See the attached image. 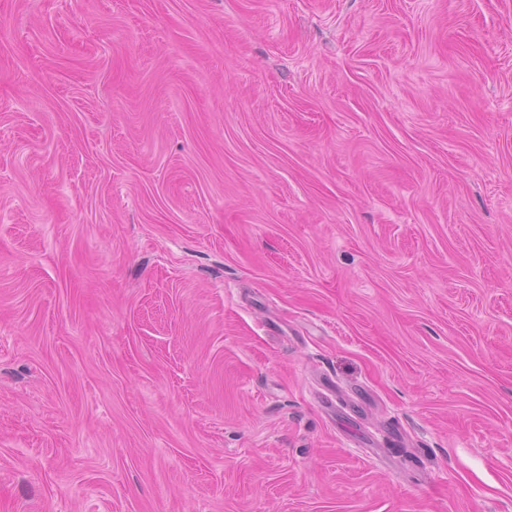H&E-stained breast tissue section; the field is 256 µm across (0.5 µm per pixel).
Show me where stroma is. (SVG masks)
Listing matches in <instances>:
<instances>
[{
  "label": "stroma",
  "mask_w": 512,
  "mask_h": 512,
  "mask_svg": "<svg viewBox=\"0 0 512 512\" xmlns=\"http://www.w3.org/2000/svg\"><path fill=\"white\" fill-rule=\"evenodd\" d=\"M0 512H512V0H0Z\"/></svg>",
  "instance_id": "1"
}]
</instances>
